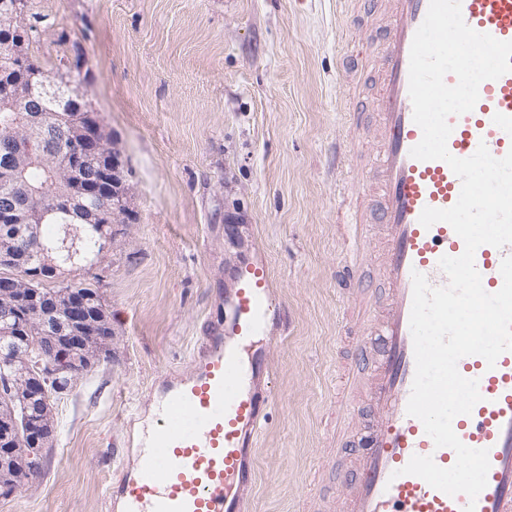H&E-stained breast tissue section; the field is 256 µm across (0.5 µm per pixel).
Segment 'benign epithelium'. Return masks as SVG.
<instances>
[{
	"instance_id": "1",
	"label": "benign epithelium",
	"mask_w": 512,
	"mask_h": 512,
	"mask_svg": "<svg viewBox=\"0 0 512 512\" xmlns=\"http://www.w3.org/2000/svg\"><path fill=\"white\" fill-rule=\"evenodd\" d=\"M26 0H0V45L10 62L27 56ZM0 360L9 367L0 381V497L29 485L42 469L44 450L57 433L54 400L90 372L110 351L112 321L105 307L91 311L87 295L60 281L48 293L40 272H64L58 253L79 260L89 224L125 223L128 188L117 168H105L108 145L98 113L82 84L67 73L0 82ZM42 166L67 186L45 206L41 191L25 177ZM79 220L61 228L56 249L44 248L32 266L23 242H37L49 217Z\"/></svg>"
}]
</instances>
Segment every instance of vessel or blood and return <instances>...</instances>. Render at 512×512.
Listing matches in <instances>:
<instances>
[{"label": "vessel or blood", "instance_id": "b4317fda", "mask_svg": "<svg viewBox=\"0 0 512 512\" xmlns=\"http://www.w3.org/2000/svg\"><path fill=\"white\" fill-rule=\"evenodd\" d=\"M359 2L376 25L365 39L364 58L377 63L380 88L372 99L354 98L347 112L356 127L370 117L378 137L370 146L337 141L336 157L366 153L374 161L360 173L358 189L360 200L373 206L356 209L350 222L355 250L377 263L386 298L373 315L350 325L358 341L378 347L367 405L379 421L353 442L356 467L345 477L351 490L342 512H463L471 502L466 495H447L404 471L416 454L432 456L443 468L456 461L453 449L435 447L422 422L406 413L415 375L412 275H425L434 287L446 285L440 258L464 251L449 224L426 228L419 221L424 208L452 207L461 190L446 162L410 154L422 139L409 96L410 49L429 0ZM461 10L472 29L512 41V0H461ZM449 122L453 156L470 157L483 143L493 157H504L512 150V72L483 81L474 109ZM509 255L512 245L477 249L475 266L487 292L502 287L501 262ZM271 283L260 251L240 260L224 290L222 318L206 327L190 371L176 374L155 396V421L136 463L109 489V502L120 512H242V492L255 478V439L273 399L258 341L273 338L285 319ZM457 368L477 380L482 396L471 414L452 423L463 444L489 452L487 485L473 501L475 512H512V351L492 368L477 355L461 358Z\"/></svg>", "mask_w": 512, "mask_h": 512}]
</instances>
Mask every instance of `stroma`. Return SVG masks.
I'll return each mask as SVG.
<instances>
[{
	"label": "stroma",
	"instance_id": "35a3bbf8",
	"mask_svg": "<svg viewBox=\"0 0 512 512\" xmlns=\"http://www.w3.org/2000/svg\"><path fill=\"white\" fill-rule=\"evenodd\" d=\"M46 22L29 54L46 74L80 61L129 187L97 266L77 273L112 319V353L56 401L59 427L40 475L0 512H108L133 461L124 417L150 418L151 392L188 370L251 247L270 262L286 319L269 347L273 400L258 432L246 512H339L351 465L337 434L343 367L368 376L372 349L342 333L345 257L334 146L349 93L376 81L355 65L351 0H31Z\"/></svg>",
	"mask_w": 512,
	"mask_h": 512
}]
</instances>
